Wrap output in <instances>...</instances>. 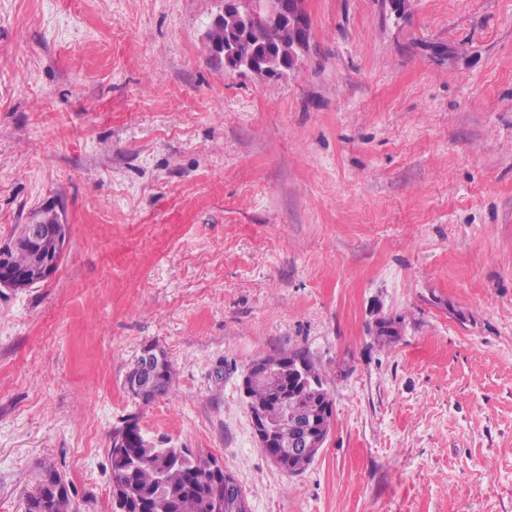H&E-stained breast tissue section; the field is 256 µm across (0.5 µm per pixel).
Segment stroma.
Listing matches in <instances>:
<instances>
[{"label":"stroma","mask_w":512,"mask_h":512,"mask_svg":"<svg viewBox=\"0 0 512 512\" xmlns=\"http://www.w3.org/2000/svg\"><path fill=\"white\" fill-rule=\"evenodd\" d=\"M223 7L0 0V241L69 226L53 277L0 288V512L44 462L112 512L131 416L250 512H512V0H306L280 78L209 55ZM151 344L174 379L146 404ZM296 349L334 405L290 475L241 382ZM150 351L157 350L155 345H150L141 354L140 365L145 371L153 369L149 373H142L139 369V361L129 370L125 378V388L128 385L134 388L135 382L144 390L148 400L145 403H150L160 396L166 395L173 384V369L166 354L162 350H157L161 357L155 356L153 364V356Z\"/></svg>","instance_id":"stroma-1"}]
</instances>
